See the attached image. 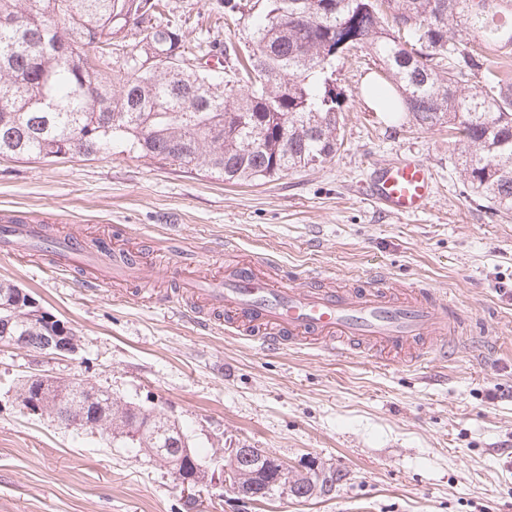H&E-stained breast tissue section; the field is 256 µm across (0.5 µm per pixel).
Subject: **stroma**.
<instances>
[{"instance_id":"stroma-1","label":"stroma","mask_w":512,"mask_h":512,"mask_svg":"<svg viewBox=\"0 0 512 512\" xmlns=\"http://www.w3.org/2000/svg\"><path fill=\"white\" fill-rule=\"evenodd\" d=\"M190 36L245 51L248 30L224 0H169ZM344 99L330 162L248 184L128 153L53 163L0 157V212L111 235L219 272L242 260L302 282L308 270L345 282L378 271L420 281L487 321L482 347L452 362L432 355L382 367L374 354L262 350L256 341L182 319L129 285L89 288L38 258L0 257V281L25 289L72 329L80 350L59 359L0 342V512H183L166 469L99 433L18 410L23 379L81 378L115 402L164 408L193 447L248 444L294 474L336 470L333 494L300 503L277 492L253 503L205 489L206 512H512V211L463 185L446 126L420 128L364 100L379 68L354 48L333 67ZM412 154L437 189L415 217L383 213L362 193L373 168Z\"/></svg>"}]
</instances>
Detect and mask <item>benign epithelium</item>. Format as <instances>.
<instances>
[{"instance_id": "obj_1", "label": "benign epithelium", "mask_w": 512, "mask_h": 512, "mask_svg": "<svg viewBox=\"0 0 512 512\" xmlns=\"http://www.w3.org/2000/svg\"><path fill=\"white\" fill-rule=\"evenodd\" d=\"M0 308L7 311V314L0 316L1 342L45 355L64 357L78 351V340L71 328L46 311L24 289L15 288L11 300ZM18 317L38 322L44 327L43 333L39 336L15 335L12 332V325ZM53 382L60 387L70 386L79 391V396L73 399L63 392H48L47 385ZM16 397L26 413H49L66 428L102 427L107 433H112V401H98L99 394L90 390V383L82 379L72 378L55 382L44 376L30 377L20 384ZM261 459L262 453L258 448H223L214 455L212 464L194 463L195 476L190 479H179L178 486L187 493L191 489L218 482L238 494L245 493L254 499L269 496L275 488L293 497L308 500L330 494L331 483L325 481L327 473L321 472L317 478L301 483L288 473V468L283 464L278 467L274 479L270 480L267 486L261 490L256 489L253 478L255 467Z\"/></svg>"}]
</instances>
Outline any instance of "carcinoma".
I'll return each instance as SVG.
<instances>
[{
  "instance_id": "1",
  "label": "carcinoma",
  "mask_w": 512,
  "mask_h": 512,
  "mask_svg": "<svg viewBox=\"0 0 512 512\" xmlns=\"http://www.w3.org/2000/svg\"><path fill=\"white\" fill-rule=\"evenodd\" d=\"M267 2L224 80L208 65L215 45L168 21L142 26L163 0H0V155L55 162L109 154L120 142L228 182L322 165L336 156L342 107L332 64L364 47L395 85L385 112H406L421 128L448 125L463 181L512 210V78L492 70L495 53L512 52V0ZM451 21L462 24L456 38ZM131 26L141 39L128 50ZM59 41L69 54L56 52ZM160 54L192 67L147 65ZM480 72L483 85L467 89ZM116 414L136 431L150 418L129 402ZM174 439L153 425L149 446L169 474L205 460Z\"/></svg>"
}]
</instances>
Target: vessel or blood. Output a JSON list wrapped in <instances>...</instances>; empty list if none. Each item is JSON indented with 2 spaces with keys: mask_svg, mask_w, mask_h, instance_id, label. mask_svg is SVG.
<instances>
[{
  "mask_svg": "<svg viewBox=\"0 0 512 512\" xmlns=\"http://www.w3.org/2000/svg\"><path fill=\"white\" fill-rule=\"evenodd\" d=\"M435 190L433 170L408 156L376 168L367 194L386 213L415 216L427 209ZM33 243L46 247L41 254L45 269L79 273L91 286L103 276L117 284L143 278L139 260L111 237L91 243L77 230L60 235L49 225L20 224L15 214L0 215L1 253ZM155 265L162 277L180 283V314L204 328L213 315H223L229 334L255 340L268 352L319 346L339 355L369 348L388 364L396 356L447 354L455 339L472 328L468 314L435 288H397L383 273L355 287H325L318 272L309 273L308 284L289 285L256 260L225 267L218 275L207 268L186 271L160 251Z\"/></svg>",
  "mask_w": 512,
  "mask_h": 512,
  "instance_id": "obj_1",
  "label": "vessel or blood"
}]
</instances>
